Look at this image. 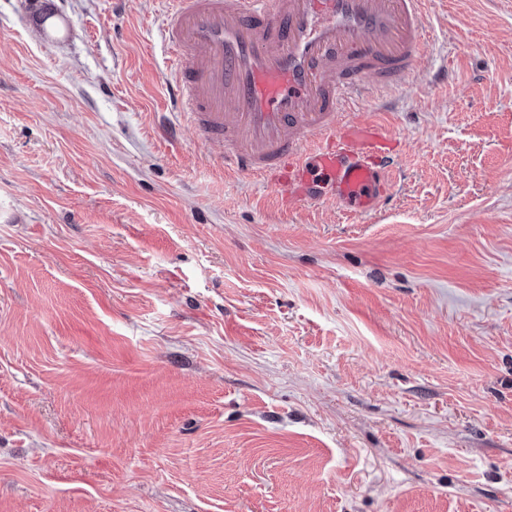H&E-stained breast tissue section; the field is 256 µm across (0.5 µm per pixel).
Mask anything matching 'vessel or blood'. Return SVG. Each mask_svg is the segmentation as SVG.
<instances>
[{"label":"vessel or blood","instance_id":"b4317fda","mask_svg":"<svg viewBox=\"0 0 512 512\" xmlns=\"http://www.w3.org/2000/svg\"><path fill=\"white\" fill-rule=\"evenodd\" d=\"M427 3L170 0V109L202 141L223 142L225 171L277 180L283 203L329 195L352 214L376 213L398 158L387 127L352 112L405 81Z\"/></svg>","mask_w":512,"mask_h":512}]
</instances>
